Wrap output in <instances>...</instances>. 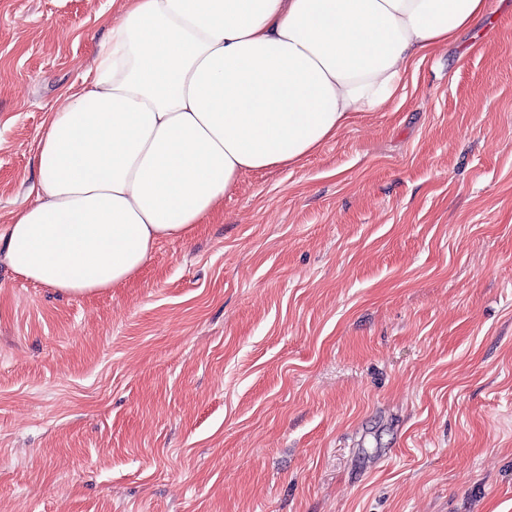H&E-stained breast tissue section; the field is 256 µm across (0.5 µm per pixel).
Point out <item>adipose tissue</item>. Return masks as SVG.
<instances>
[{"mask_svg":"<svg viewBox=\"0 0 512 512\" xmlns=\"http://www.w3.org/2000/svg\"><path fill=\"white\" fill-rule=\"evenodd\" d=\"M93 75L50 113L36 201L0 260L84 296L190 235L248 172L300 166L497 0H121Z\"/></svg>","mask_w":512,"mask_h":512,"instance_id":"ef3b65f1","label":"adipose tissue"}]
</instances>
